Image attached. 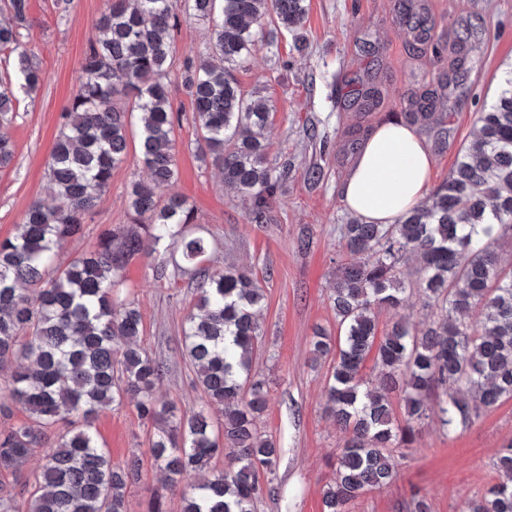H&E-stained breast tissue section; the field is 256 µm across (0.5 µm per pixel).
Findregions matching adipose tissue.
<instances>
[{"label": "adipose tissue", "instance_id": "ef3b65f1", "mask_svg": "<svg viewBox=\"0 0 512 512\" xmlns=\"http://www.w3.org/2000/svg\"><path fill=\"white\" fill-rule=\"evenodd\" d=\"M432 157L418 133L380 125L363 146L342 187L343 202L369 224H393L429 196Z\"/></svg>", "mask_w": 512, "mask_h": 512}]
</instances>
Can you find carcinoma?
<instances>
[{"instance_id":"cac0c4a2","label":"carcinoma","mask_w":512,"mask_h":512,"mask_svg":"<svg viewBox=\"0 0 512 512\" xmlns=\"http://www.w3.org/2000/svg\"><path fill=\"white\" fill-rule=\"evenodd\" d=\"M28 2L3 0L9 18L0 22V52L14 55L18 88L33 93L41 72L20 32ZM307 12V0H107L96 25L101 37L90 42L60 116L49 166L56 204L33 202L17 233L0 241V412L13 405L28 412L26 423L0 429V477L13 481L0 482V512H128V489L141 480L142 463L112 462L94 431L98 416L127 398L156 424L150 455L163 489H182L183 512H254L271 492L260 474L273 471L279 448L257 428L268 391L251 375L263 288L247 270L207 265L212 241L187 230L193 208L163 194L177 176L180 122L166 80L174 31L183 21L207 25L205 52L180 68L202 134L198 147L250 222L266 224L288 166L267 161L270 107L248 100L233 70L256 41L272 48L278 33L300 30ZM15 101L13 92L0 90V168L14 158L8 128ZM434 108L417 98L402 119L441 127L446 116ZM134 111L150 179L131 185L132 223L53 267L124 162ZM477 122L476 135L427 202L395 224L352 219L338 227L351 256L332 293L339 336L318 327L310 341L311 363L333 358L325 410L348 434L336 454V478L323 492V512H348L352 501L392 480L395 449L414 441L430 400H438L441 424L455 430L512 398V263L498 251L500 240L512 238V71ZM147 241L165 245L162 270L190 277L198 291L183 339L204 402L182 413L156 396L164 369L139 344L141 316L124 288V270ZM408 255L419 262L410 282L401 271ZM410 288L440 310L422 328L400 314ZM382 309L393 318L379 338ZM373 349L379 380L370 388L361 367ZM36 452L42 466L24 473ZM220 457L228 467H216ZM492 468L496 482L462 512H512V441L497 450ZM16 486L27 494L23 510Z\"/></svg>"}]
</instances>
